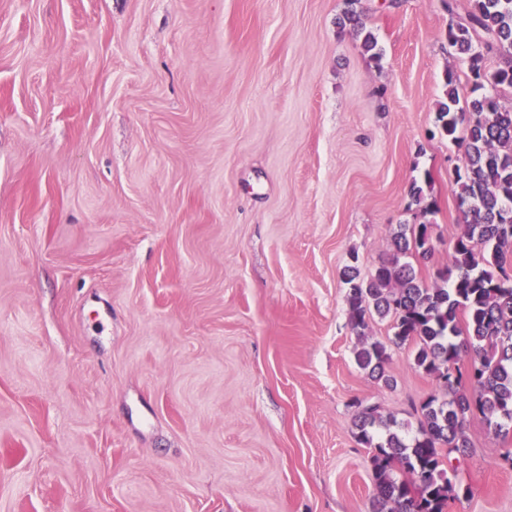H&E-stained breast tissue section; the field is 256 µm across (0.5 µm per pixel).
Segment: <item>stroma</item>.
Here are the masks:
<instances>
[{
    "label": "stroma",
    "instance_id": "stroma-1",
    "mask_svg": "<svg viewBox=\"0 0 512 512\" xmlns=\"http://www.w3.org/2000/svg\"><path fill=\"white\" fill-rule=\"evenodd\" d=\"M469 0H0V512H372L344 270L465 230L436 132ZM434 200L412 201L411 185ZM447 512H512V434L468 426ZM346 6L342 17L338 19V25L341 27L349 26L357 36L363 34L365 23L361 0H346Z\"/></svg>",
    "mask_w": 512,
    "mask_h": 512
}]
</instances>
